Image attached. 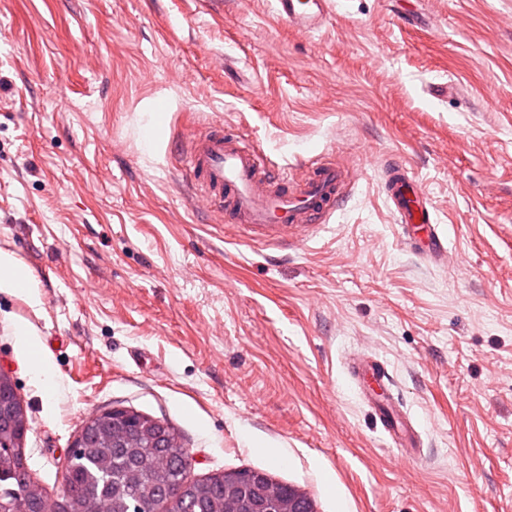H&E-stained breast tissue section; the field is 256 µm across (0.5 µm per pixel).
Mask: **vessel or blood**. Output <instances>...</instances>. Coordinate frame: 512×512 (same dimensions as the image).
<instances>
[{"instance_id":"b4317fda","label":"vessel or blood","mask_w":512,"mask_h":512,"mask_svg":"<svg viewBox=\"0 0 512 512\" xmlns=\"http://www.w3.org/2000/svg\"><path fill=\"white\" fill-rule=\"evenodd\" d=\"M274 13L290 28L313 34L331 13L330 0H274ZM183 161L197 200L225 223L263 235L269 241L305 238L317 219L329 216L346 189L336 164L320 161L304 180L284 172L269 173L261 151L248 139L213 129L190 135ZM387 200L411 247L428 259L446 257L447 249L433 217L431 204L405 167L390 166L385 181ZM352 380L371 405L388 436L401 448L414 445V433L394 411L392 377L380 362L356 359L348 367Z\"/></svg>"}]
</instances>
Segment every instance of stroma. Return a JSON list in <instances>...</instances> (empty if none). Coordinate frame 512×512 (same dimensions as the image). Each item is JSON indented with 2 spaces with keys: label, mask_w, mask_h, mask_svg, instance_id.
Segmentation results:
<instances>
[{
  "label": "stroma",
  "mask_w": 512,
  "mask_h": 512,
  "mask_svg": "<svg viewBox=\"0 0 512 512\" xmlns=\"http://www.w3.org/2000/svg\"><path fill=\"white\" fill-rule=\"evenodd\" d=\"M220 128L297 179L347 168L307 242L191 203L186 139ZM394 156L441 262L403 242ZM0 249L38 287L0 291V372L48 496L83 419L118 406L174 427L191 478L264 470L315 512H512V0H333L314 35L271 0H0ZM357 358L386 364L418 455ZM348 371L388 436L400 448L415 449L414 432L406 426L391 405L393 382L385 366L374 359L362 358L353 360Z\"/></svg>",
  "instance_id": "stroma-1"
}]
</instances>
